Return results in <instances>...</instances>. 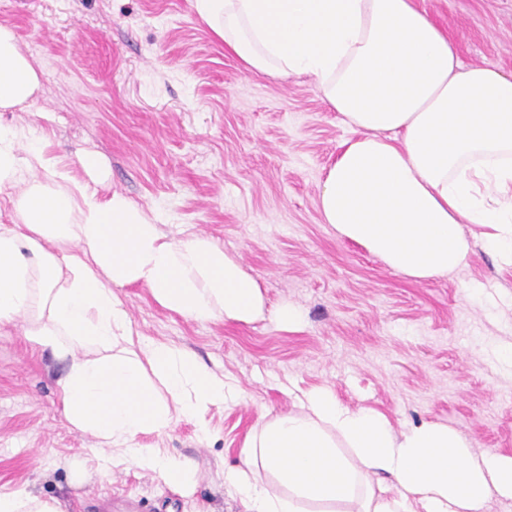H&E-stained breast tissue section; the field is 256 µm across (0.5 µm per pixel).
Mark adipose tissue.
Masks as SVG:
<instances>
[{"label":"adipose tissue","mask_w":512,"mask_h":512,"mask_svg":"<svg viewBox=\"0 0 512 512\" xmlns=\"http://www.w3.org/2000/svg\"><path fill=\"white\" fill-rule=\"evenodd\" d=\"M199 19L252 71L311 78L349 127L321 181L323 223L389 267L428 279L484 248L512 266V73L466 65L444 28L414 0H191ZM40 88L14 31L0 25V112ZM77 179L42 143L0 123V327L20 326L65 365L68 428L108 449L100 470L125 465L187 484L190 463L138 438L243 401L237 386L178 345L145 338L121 288H148L163 308L198 322L264 315L257 282L209 236L165 234L124 194L103 198L101 157L80 155ZM245 512H489L512 500V456L444 425L395 430L326 387L262 421L241 463L224 470Z\"/></svg>","instance_id":"1"}]
</instances>
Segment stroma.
I'll return each instance as SVG.
<instances>
[{"mask_svg": "<svg viewBox=\"0 0 512 512\" xmlns=\"http://www.w3.org/2000/svg\"><path fill=\"white\" fill-rule=\"evenodd\" d=\"M416 2L464 64L512 72V0ZM0 24L40 75L34 103L0 122L44 138L81 180L79 155L100 153L109 175L99 195H126L168 235L211 237L266 301L249 324L199 323L147 289L121 291L143 336L189 348L245 391L243 402L140 436L195 466L186 488L133 467L101 474L100 449L64 422V363L0 328V490L26 485L67 512H243L225 467L239 464L263 415L321 386L395 427L440 423L473 452L512 456V367L492 354L512 345V267L478 244L456 273L415 280L323 223L318 185L352 132L309 77L246 69L191 0H0ZM467 286L481 296L466 298ZM283 304L302 311L301 327L274 321Z\"/></svg>", "mask_w": 512, "mask_h": 512, "instance_id": "stroma-1", "label": "stroma"}]
</instances>
